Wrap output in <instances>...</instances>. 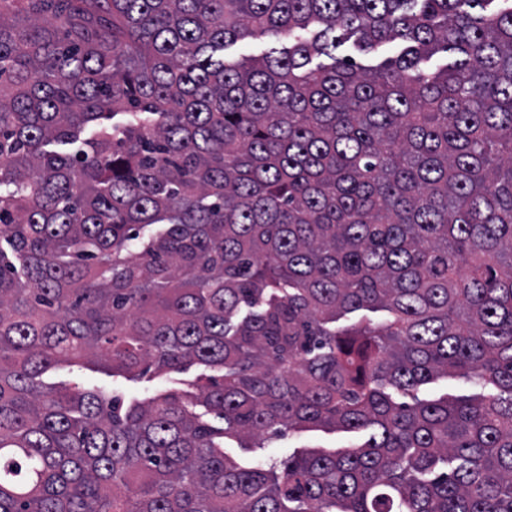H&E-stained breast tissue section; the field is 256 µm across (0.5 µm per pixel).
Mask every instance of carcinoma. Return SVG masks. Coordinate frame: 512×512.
<instances>
[{"label":"carcinoma","mask_w":512,"mask_h":512,"mask_svg":"<svg viewBox=\"0 0 512 512\" xmlns=\"http://www.w3.org/2000/svg\"><path fill=\"white\" fill-rule=\"evenodd\" d=\"M0 512H512V0H0ZM286 41V38L277 39L271 36L249 38L229 46L224 50V54L231 60L242 61L269 52L272 48L280 49L288 46ZM353 39L341 43L336 49L337 55H353L357 61L363 65H375L387 57L394 56L397 52V46L392 43L384 44L369 54L358 53L353 46ZM201 373H207V370L194 365L184 373H167L158 376L151 372L140 378L131 379L123 375L112 376V373L74 366L52 369L46 374L45 380L67 387H74L77 384L80 387L98 386L129 403L134 399L146 398L162 389H186V386L180 383L183 380H193ZM363 439H365L364 436L354 433L322 431L297 433L294 431L288 432V429H286L266 443L264 450L250 452L242 448H225V452L230 453L234 457H242L245 459H257L266 454L274 455L278 458H285L293 452L294 448H338L357 443Z\"/></svg>","instance_id":"obj_1"}]
</instances>
